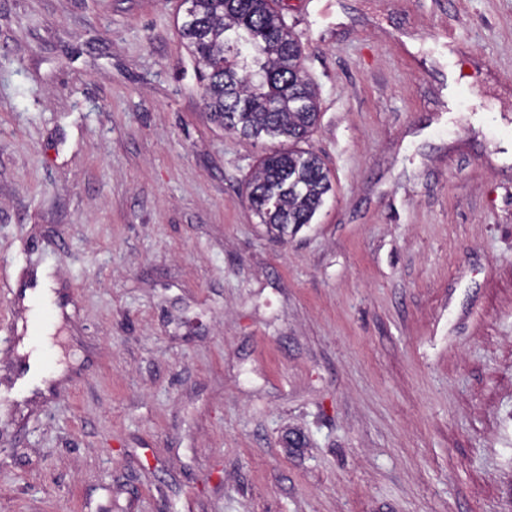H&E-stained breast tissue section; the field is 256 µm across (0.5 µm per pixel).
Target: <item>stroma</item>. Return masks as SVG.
<instances>
[{"mask_svg": "<svg viewBox=\"0 0 512 512\" xmlns=\"http://www.w3.org/2000/svg\"><path fill=\"white\" fill-rule=\"evenodd\" d=\"M276 8L332 184L285 237L182 0H0V512H512V0Z\"/></svg>", "mask_w": 512, "mask_h": 512, "instance_id": "obj_1", "label": "stroma"}]
</instances>
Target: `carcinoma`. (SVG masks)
I'll use <instances>...</instances> for the list:
<instances>
[{
    "label": "carcinoma",
    "mask_w": 512,
    "mask_h": 512,
    "mask_svg": "<svg viewBox=\"0 0 512 512\" xmlns=\"http://www.w3.org/2000/svg\"><path fill=\"white\" fill-rule=\"evenodd\" d=\"M273 0H184L179 35L200 66L211 117L242 137L305 140L318 119L317 93L301 67L302 49ZM261 223L280 233L311 223L331 190L312 152L264 157L247 185Z\"/></svg>",
    "instance_id": "obj_1"
}]
</instances>
